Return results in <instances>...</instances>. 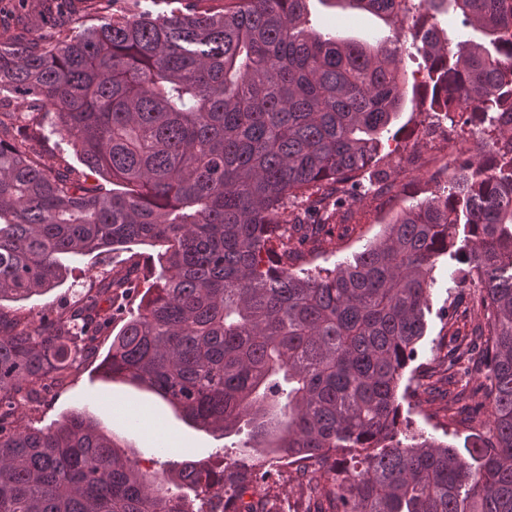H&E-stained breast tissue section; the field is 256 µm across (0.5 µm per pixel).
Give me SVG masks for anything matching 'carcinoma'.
<instances>
[{
  "label": "carcinoma",
  "mask_w": 512,
  "mask_h": 512,
  "mask_svg": "<svg viewBox=\"0 0 512 512\" xmlns=\"http://www.w3.org/2000/svg\"><path fill=\"white\" fill-rule=\"evenodd\" d=\"M22 20L56 12L24 40L0 25V301L61 283L63 255L160 245L155 281L101 362L189 423L249 443L217 470L185 460L139 468L91 416L16 430L35 385H60L72 347L123 312L137 266L101 282L66 319L0 317V512H270L265 463L304 459L342 479L330 512H512V0H334L408 23L411 48L312 28L309 0H230L221 12L175 0L168 14L79 0H21ZM448 16V29L437 16ZM483 36L477 41L469 30ZM425 61L429 110L478 134L448 186L384 225L351 261L294 269L290 245L318 243L405 104L404 56ZM52 114L95 184L35 158L27 112ZM447 256L456 303L487 330L452 336L448 384L478 380L464 405L482 432L461 453L432 436L399 439L397 391L417 356L432 271ZM250 500H244L246 493Z\"/></svg>",
  "instance_id": "carcinoma-1"
}]
</instances>
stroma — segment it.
<instances>
[{
	"label": "stroma",
	"instance_id": "obj_1",
	"mask_svg": "<svg viewBox=\"0 0 512 512\" xmlns=\"http://www.w3.org/2000/svg\"><path fill=\"white\" fill-rule=\"evenodd\" d=\"M311 10L314 28L333 31L342 38L368 40L387 36L407 45L412 42L411 30L405 24L388 23L338 5L322 4L321 0H312ZM433 122L434 117L427 110L415 111L411 106H404L396 121L401 128L398 140L391 146V155L377 166L389 185L388 190L363 192L345 214L337 217L322 244L305 246V253L314 254L315 265L331 268L351 260L398 212L437 191L439 184L425 166L427 155L439 153L454 157L461 152L480 155V147L471 143H463L458 150L449 147V138L462 136L456 125L449 127L447 135L426 139L424 131ZM37 159L51 171L67 172L90 183L96 180L71 146L54 135H46L40 143ZM157 253L155 247L134 245L124 252L68 260L67 275L59 286L28 300L2 301L0 315L30 324L39 323L44 316L66 317L101 279L125 272L133 262L147 263ZM433 276L435 284L429 297L425 334L417 345L415 360L405 369L400 383L405 390L400 422L411 432L434 436L460 449L473 429L466 413L448 403L444 358L452 345V333L472 335L484 325L485 318L480 311L454 305L448 294L451 281L447 262H439ZM111 343V335L102 333L96 355L78 359L64 385L28 399L15 416V428H44L63 420L72 410L83 409L111 430L122 449H139L141 468L156 473L169 470L173 463L187 458L206 467H219L222 457L215 456V449H223V456L231 457L236 446L247 441V430L226 438L216 437L187 424L153 392L104 376L99 367ZM272 507L274 512H315V497L301 471L280 468Z\"/></svg>",
	"mask_w": 512,
	"mask_h": 512
}]
</instances>
